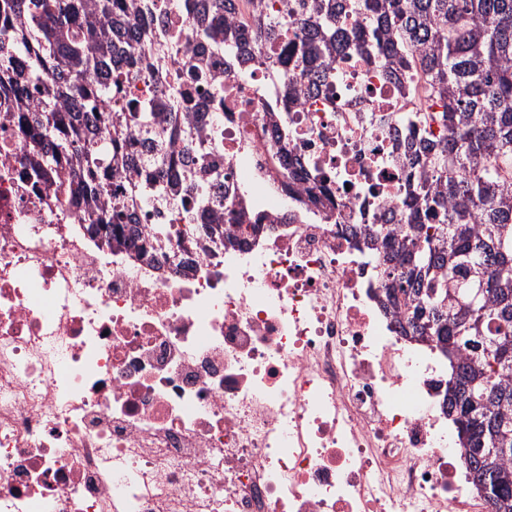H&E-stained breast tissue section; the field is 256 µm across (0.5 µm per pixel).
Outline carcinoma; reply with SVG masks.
Instances as JSON below:
<instances>
[{"instance_id": "cac0c4a2", "label": "carcinoma", "mask_w": 512, "mask_h": 512, "mask_svg": "<svg viewBox=\"0 0 512 512\" xmlns=\"http://www.w3.org/2000/svg\"><path fill=\"white\" fill-rule=\"evenodd\" d=\"M0 0V14L22 15L23 30L0 28V84L38 85L36 112L6 118L31 143L32 157L17 178L39 195L41 183L64 163L72 176L71 203L92 202L79 223L92 238L126 246L134 205L157 197L182 199L197 223L210 229L218 200L206 184L222 170L203 164L184 175L174 156L142 160L129 153L118 127L153 139L192 140L210 153L224 121L216 112H172L163 101L125 112L115 86L139 75L145 45L136 22L157 0ZM190 3L195 55L216 47L236 51L245 34L226 25L233 0ZM303 10L266 21L252 36L274 40L296 25V61L330 68L350 49L374 56L393 75L419 64L427 94L439 111L408 119L433 122L448 136L409 163L401 201L406 223L362 225L382 283L381 305L398 314L399 331L448 359L444 408L452 421L472 486L491 512H512V0H302ZM350 8L366 19L360 29L339 27ZM421 51L419 57L414 52ZM283 97L302 91L290 70ZM103 105L99 124L87 111ZM136 170L119 192H107L114 169ZM174 225L157 224L140 251L170 241ZM484 289L481 307L467 304V290Z\"/></svg>"}]
</instances>
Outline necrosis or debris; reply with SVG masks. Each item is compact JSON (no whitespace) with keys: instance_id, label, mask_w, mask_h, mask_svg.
Masks as SVG:
<instances>
[{"instance_id":"obj_1","label":"necrosis or debris","mask_w":512,"mask_h":512,"mask_svg":"<svg viewBox=\"0 0 512 512\" xmlns=\"http://www.w3.org/2000/svg\"><path fill=\"white\" fill-rule=\"evenodd\" d=\"M149 31L170 47L120 92L223 113L225 239L90 238L68 168L21 188L4 115L39 96L0 87V512H490L441 408L448 366L378 307L360 231L405 221L418 74L350 53L282 107L294 39L197 60L181 0Z\"/></svg>"}]
</instances>
